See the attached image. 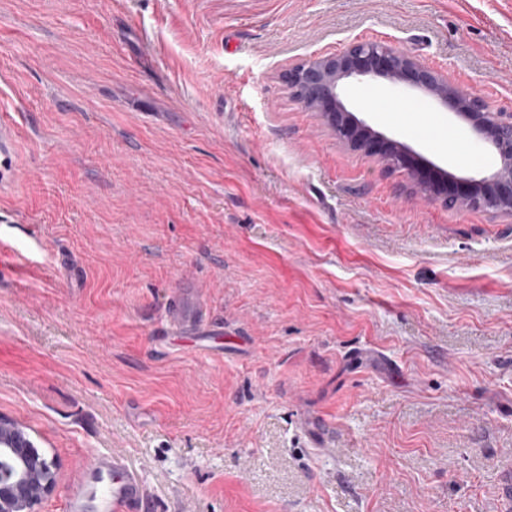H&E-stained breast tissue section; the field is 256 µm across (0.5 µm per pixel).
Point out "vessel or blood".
<instances>
[{"label":"vessel or blood","instance_id":"vessel-or-blood-1","mask_svg":"<svg viewBox=\"0 0 512 512\" xmlns=\"http://www.w3.org/2000/svg\"><path fill=\"white\" fill-rule=\"evenodd\" d=\"M207 317L204 309L188 311L182 300L171 304L167 321L173 333L199 336ZM66 512H152L140 477L115 453L95 456L85 477L72 486Z\"/></svg>","mask_w":512,"mask_h":512}]
</instances>
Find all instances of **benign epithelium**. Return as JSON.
<instances>
[{"label": "benign epithelium", "instance_id": "benign-epithelium-1", "mask_svg": "<svg viewBox=\"0 0 512 512\" xmlns=\"http://www.w3.org/2000/svg\"><path fill=\"white\" fill-rule=\"evenodd\" d=\"M287 79L297 99L321 112L352 148L392 160L397 169L413 165L412 149L378 132L370 134L371 127L350 113L342 101L340 83L347 79H382L430 95L494 148L501 167L477 178L444 174L427 165L425 169L439 174V178L429 180L417 172L421 190L449 205L512 215V113L492 112L482 100L459 91L444 72L370 42H354L336 55L300 61L289 67ZM55 485L53 462L41 455L22 432L0 419V512H30Z\"/></svg>", "mask_w": 512, "mask_h": 512}]
</instances>
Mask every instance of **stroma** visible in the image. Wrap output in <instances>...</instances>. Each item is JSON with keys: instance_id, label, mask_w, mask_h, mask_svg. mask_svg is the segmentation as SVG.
<instances>
[{"instance_id": "obj_1", "label": "stroma", "mask_w": 512, "mask_h": 512, "mask_svg": "<svg viewBox=\"0 0 512 512\" xmlns=\"http://www.w3.org/2000/svg\"><path fill=\"white\" fill-rule=\"evenodd\" d=\"M355 41L512 113V0H0V418L55 463L34 512L105 452L155 512H501L512 217L294 97L289 65ZM341 96L444 170L499 166L424 93ZM181 296L212 350L171 339Z\"/></svg>"}]
</instances>
